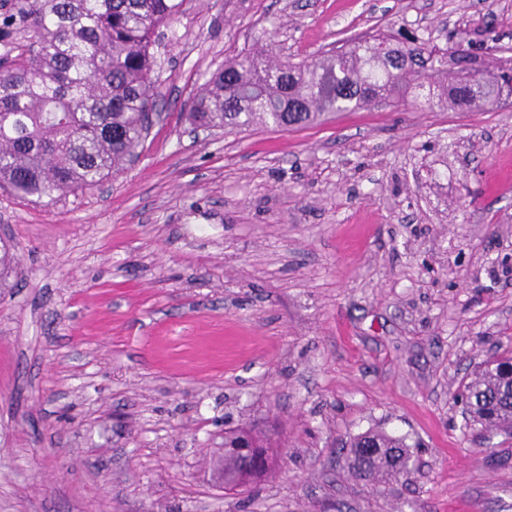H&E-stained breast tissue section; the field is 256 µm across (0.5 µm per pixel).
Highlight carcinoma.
Instances as JSON below:
<instances>
[{"label": "carcinoma", "mask_w": 512, "mask_h": 512, "mask_svg": "<svg viewBox=\"0 0 512 512\" xmlns=\"http://www.w3.org/2000/svg\"><path fill=\"white\" fill-rule=\"evenodd\" d=\"M189 2L0 0V189L51 204L123 169L158 107L153 48ZM419 55L415 44L380 32L306 62L274 63L260 39L212 73L187 118L207 129L258 120L288 129L327 112L387 105L411 86L450 109L491 103L505 86L479 78L485 60L471 50L435 48L426 63ZM461 395L466 425L511 435L512 355L479 368ZM349 447L348 468L361 477H396L409 467L405 439L384 431L362 433ZM251 464L224 439L222 482Z\"/></svg>", "instance_id": "1"}]
</instances>
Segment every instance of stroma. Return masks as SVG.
Segmentation results:
<instances>
[{
	"instance_id": "stroma-1",
	"label": "stroma",
	"mask_w": 512,
	"mask_h": 512,
	"mask_svg": "<svg viewBox=\"0 0 512 512\" xmlns=\"http://www.w3.org/2000/svg\"><path fill=\"white\" fill-rule=\"evenodd\" d=\"M399 28L512 59V0H190L138 163L52 205L0 190V512H512V439L454 400L512 351V104L181 117L258 38L299 62ZM241 426L282 459L231 493ZM372 429L410 445L397 479L349 473Z\"/></svg>"
}]
</instances>
